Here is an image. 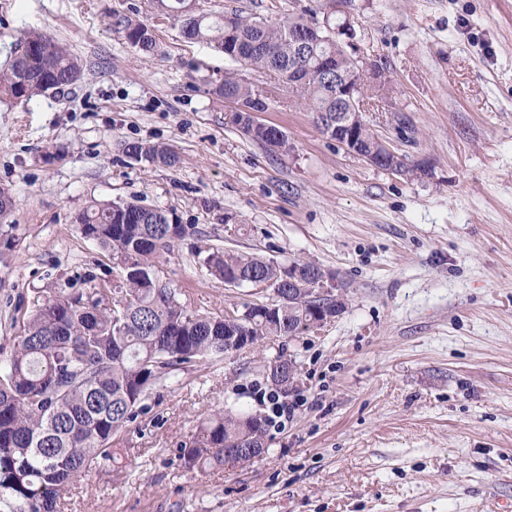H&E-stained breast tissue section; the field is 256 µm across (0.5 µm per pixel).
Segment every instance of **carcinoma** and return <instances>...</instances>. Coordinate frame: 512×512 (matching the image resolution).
I'll use <instances>...</instances> for the list:
<instances>
[{
	"label": "carcinoma",
	"mask_w": 512,
	"mask_h": 512,
	"mask_svg": "<svg viewBox=\"0 0 512 512\" xmlns=\"http://www.w3.org/2000/svg\"><path fill=\"white\" fill-rule=\"evenodd\" d=\"M308 14L328 15L329 26L289 14L276 19L242 10L199 11L196 0H149L158 14L184 26L191 42L209 45L238 65L224 72L215 92L249 108H263L268 88L288 91L312 113L333 105L336 86L321 76L324 65L348 71L352 64L343 18L336 0H311ZM116 24L128 43L152 57L156 40L148 27L126 17ZM15 48L25 58L0 70V94L25 104L58 95L83 76L81 60L65 44L25 28ZM264 78V86L244 82L239 68ZM244 135L275 153L292 145L278 127H248ZM135 161L173 166L169 147L126 142ZM84 238L99 245L123 279L89 275V287L59 289L32 306L14 308L12 348L0 358V512H63L73 484L115 462L112 438L134 422L170 375L267 336H297L317 314L336 316L343 299L316 297L321 269L296 258L286 265L256 254L216 249L206 258L212 278L230 287L258 279L279 289L281 306L269 311L249 301L235 317L200 313L183 301L182 291L158 275L162 254L188 234L171 228L165 212L135 202H95L77 216ZM295 285L288 286V277ZM266 418L240 409L210 414L190 443L180 448L190 469H206L258 453Z\"/></svg>",
	"instance_id": "obj_1"
}]
</instances>
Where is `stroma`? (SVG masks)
<instances>
[{
    "label": "stroma",
    "instance_id": "1",
    "mask_svg": "<svg viewBox=\"0 0 512 512\" xmlns=\"http://www.w3.org/2000/svg\"><path fill=\"white\" fill-rule=\"evenodd\" d=\"M361 49L391 64L383 94L403 116L379 134L422 167L406 179L347 153L311 113L269 94L259 121L281 155L232 125L211 93L233 63L159 22L147 0H0V69L37 28L81 58L64 93L0 96V351L19 301L84 287L108 257L84 238L92 202L135 201L194 228L160 275L192 309L221 313L243 291L212 280L205 246L280 262L303 257L347 298L320 330L200 363L166 379L117 443L118 466L74 484L66 512H483L512 505V0H355ZM310 0H199L265 16ZM151 26L147 58L115 26ZM128 141L171 147L175 166L134 162ZM304 398L266 451L185 467L209 414L258 410L279 354ZM240 108L248 110L245 107H240ZM255 112H260V111L248 110V112H244V114H246V116L249 117L248 122L252 126H257V125L268 126L266 124L260 123L256 119ZM252 126L248 127L247 130L243 132V134L245 136H247L248 138H250L251 140L258 142V143L264 145L265 147L269 146V147L274 148V149H272V151L275 153L287 154L289 151H291L292 145L288 141L287 135L284 132H282L280 130V128H278L276 126L270 127V128H268V127L253 128Z\"/></svg>",
    "mask_w": 512,
    "mask_h": 512
}]
</instances>
